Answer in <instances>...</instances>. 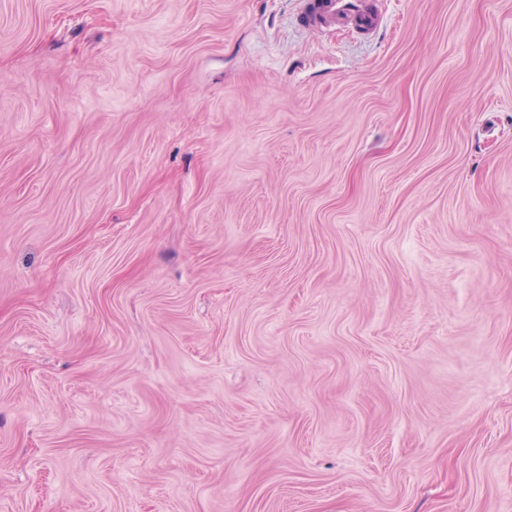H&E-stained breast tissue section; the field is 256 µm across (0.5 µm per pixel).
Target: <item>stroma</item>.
Returning a JSON list of instances; mask_svg holds the SVG:
<instances>
[{
  "label": "stroma",
  "mask_w": 512,
  "mask_h": 512,
  "mask_svg": "<svg viewBox=\"0 0 512 512\" xmlns=\"http://www.w3.org/2000/svg\"><path fill=\"white\" fill-rule=\"evenodd\" d=\"M0 0V512H512V0ZM298 23L306 31L340 27L372 33L381 19L370 0H303Z\"/></svg>",
  "instance_id": "stroma-1"
}]
</instances>
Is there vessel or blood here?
Listing matches in <instances>:
<instances>
[{"label": "vessel or blood", "instance_id": "b4317fda", "mask_svg": "<svg viewBox=\"0 0 512 512\" xmlns=\"http://www.w3.org/2000/svg\"><path fill=\"white\" fill-rule=\"evenodd\" d=\"M298 23L315 32L340 27L372 33L378 31L381 19L371 0H302Z\"/></svg>", "mask_w": 512, "mask_h": 512}]
</instances>
